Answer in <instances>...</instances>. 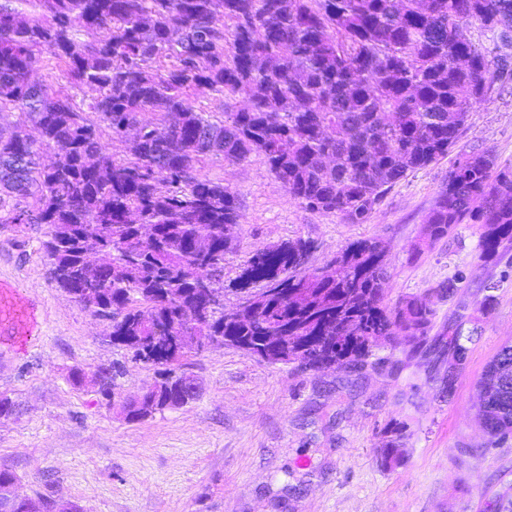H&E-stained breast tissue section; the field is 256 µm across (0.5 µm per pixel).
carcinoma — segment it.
Wrapping results in <instances>:
<instances>
[{"label":"carcinoma","instance_id":"obj_1","mask_svg":"<svg viewBox=\"0 0 512 512\" xmlns=\"http://www.w3.org/2000/svg\"><path fill=\"white\" fill-rule=\"evenodd\" d=\"M478 23L495 46L463 37ZM512 0H0V112L19 109L38 133L0 135V196L30 200L0 224L45 227L53 279L71 299L110 320L131 359L161 365L153 391L123 405L141 420L186 405L184 374L171 369L208 338L262 347L266 362L327 365L390 375L380 355L408 347L448 355L442 396L456 391L468 359V317L429 336L436 303L465 277L394 304L376 241L350 243L331 274L305 270L312 244L287 241L253 254L237 281L247 302L229 313L199 309L204 280L224 295V260L240 214L235 192L197 174L209 155L263 156L288 195L347 224L368 223L408 172L456 153L428 216L423 248L477 224V258L498 264L512 248V166L457 149L472 110L512 83ZM48 63L82 93L61 95L32 73ZM207 93L245 104L213 120L193 105ZM144 112L159 123H143ZM117 160L103 138L126 139ZM500 280L481 291L490 314ZM286 329L291 356L274 341ZM480 424L492 444L512 437V345L481 379ZM407 426L385 427L381 463H399ZM16 476L0 470V512H19Z\"/></svg>","mask_w":512,"mask_h":512}]
</instances>
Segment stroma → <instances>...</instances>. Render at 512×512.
<instances>
[{"label":"stroma","mask_w":512,"mask_h":512,"mask_svg":"<svg viewBox=\"0 0 512 512\" xmlns=\"http://www.w3.org/2000/svg\"><path fill=\"white\" fill-rule=\"evenodd\" d=\"M512 165V88L474 109L459 143ZM449 160L416 170L384 197L372 219L348 224L291 199L262 156L229 163L209 156L201 172L238 197L240 224L224 262L226 306L249 257L297 238L313 242L307 267L321 269L350 242L386 251L389 300L435 287L456 272L468 285L437 305L436 326L457 309L474 311L466 365L452 399L434 383L447 359L421 353L399 374L275 365L232 347L190 350L175 369L201 390L187 406L130 422L122 404L153 385L159 367L132 361L109 337V320L75 303L53 282L43 230L0 224V469L14 472L23 497L67 500L83 512H490L512 486V440L487 443L479 425L478 382L501 346L512 344V276L488 315L477 313L491 267L476 258L478 230L425 248V220L448 181ZM120 364L111 399L94 381ZM85 378L75 382L74 370ZM406 423L400 465L379 450L389 421Z\"/></svg>","instance_id":"obj_1"}]
</instances>
